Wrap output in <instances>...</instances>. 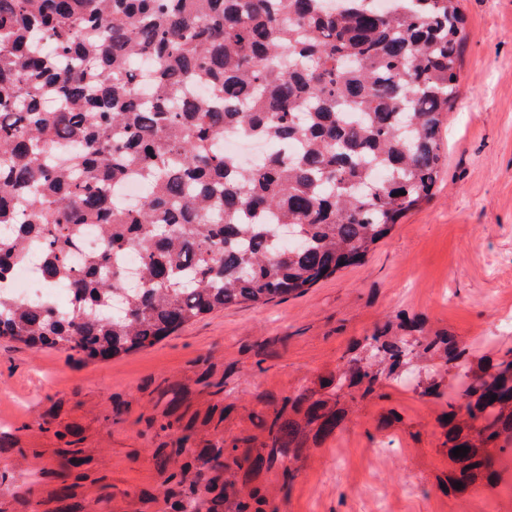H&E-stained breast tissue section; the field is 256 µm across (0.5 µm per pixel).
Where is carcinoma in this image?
<instances>
[{
    "mask_svg": "<svg viewBox=\"0 0 512 512\" xmlns=\"http://www.w3.org/2000/svg\"><path fill=\"white\" fill-rule=\"evenodd\" d=\"M0 0V284L42 245L38 273L65 282L21 299L0 287V338L76 362L149 348L231 307L305 293L365 261L399 219L430 200L444 158L441 126L458 97L459 0ZM148 60L153 78L136 80ZM205 84L208 97L194 94ZM229 126L282 150L246 169L215 146ZM146 186L139 205L119 189ZM404 194H399V191ZM93 228L100 250L74 260ZM138 253L140 283L122 256ZM366 337L336 388L378 394L409 346L460 371L465 402H448V457L463 493L493 485L490 449L512 443V348L470 361L452 336ZM496 399H491V396ZM257 427L226 443L212 426L202 451L168 411L172 512H280L238 477L282 468L306 436L336 433L346 410L306 388L279 405L258 398ZM466 446L456 457L451 451ZM77 448L53 471L51 512H84L66 483Z\"/></svg>",
    "mask_w": 512,
    "mask_h": 512,
    "instance_id": "1",
    "label": "carcinoma"
}]
</instances>
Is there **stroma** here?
<instances>
[{
  "label": "stroma",
  "instance_id": "1",
  "mask_svg": "<svg viewBox=\"0 0 512 512\" xmlns=\"http://www.w3.org/2000/svg\"><path fill=\"white\" fill-rule=\"evenodd\" d=\"M465 36L459 98L443 141L448 164L433 198L408 212L364 263L306 293L261 307L221 311L153 347L81 365L56 350L0 340V488L23 483L51 512L53 476L66 441L83 465L69 482L89 512H165L164 477L152 455L168 442L158 425L171 382L185 388L175 416L206 447L214 420L225 440L255 432L259 397L275 402L326 378L362 354L383 325L418 315L427 336L449 334L472 360L512 347V0H460ZM436 381L446 400L424 396ZM459 378L414 348L380 395L347 401L335 435L308 441L295 479L261 472L252 486L283 512H512V453L496 454L497 483L455 494L445 444ZM122 420L113 423L114 408Z\"/></svg>",
  "mask_w": 512,
  "mask_h": 512
}]
</instances>
